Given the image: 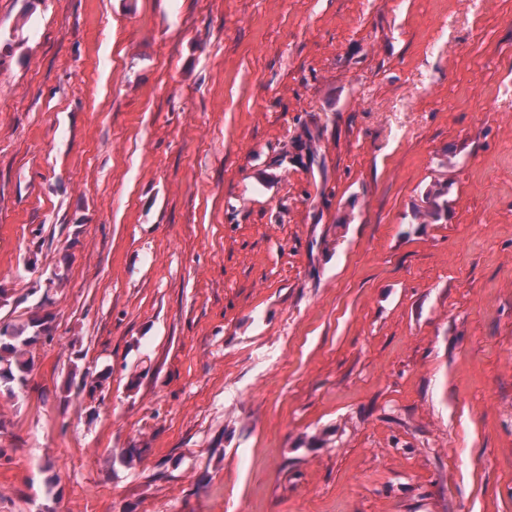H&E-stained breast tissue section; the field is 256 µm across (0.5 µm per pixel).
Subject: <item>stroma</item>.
I'll use <instances>...</instances> for the list:
<instances>
[{
  "mask_svg": "<svg viewBox=\"0 0 512 512\" xmlns=\"http://www.w3.org/2000/svg\"><path fill=\"white\" fill-rule=\"evenodd\" d=\"M0 285V512H512V0H0ZM447 194L444 188L436 190H428L421 199L424 206L416 205V214L438 221L442 218L444 211L447 209L448 201L443 197ZM422 208V209H421ZM48 328L49 322L37 315H31L25 320L1 328L0 383L9 385V392H14V385L25 386L28 372L35 359L31 347L41 332Z\"/></svg>",
  "mask_w": 512,
  "mask_h": 512,
  "instance_id": "stroma-1",
  "label": "stroma"
}]
</instances>
